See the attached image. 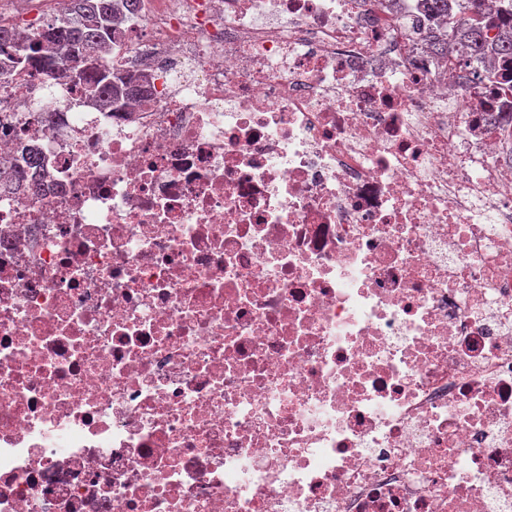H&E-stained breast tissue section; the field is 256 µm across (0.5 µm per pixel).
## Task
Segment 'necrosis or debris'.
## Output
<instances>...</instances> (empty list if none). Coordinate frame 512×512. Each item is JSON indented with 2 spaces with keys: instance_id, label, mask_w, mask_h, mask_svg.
Wrapping results in <instances>:
<instances>
[{
  "instance_id": "necrosis-or-debris-1",
  "label": "necrosis or debris",
  "mask_w": 512,
  "mask_h": 512,
  "mask_svg": "<svg viewBox=\"0 0 512 512\" xmlns=\"http://www.w3.org/2000/svg\"><path fill=\"white\" fill-rule=\"evenodd\" d=\"M419 0H141L0 52V512H512V88ZM67 11L44 24L24 58L48 77H67L84 94L112 106L146 90L135 77H118L94 65L112 48V31L137 12L138 0H70ZM41 164L37 154L28 157L23 167H7L1 171L0 180L3 183H9L14 187H28L29 190L40 188Z\"/></svg>"
}]
</instances>
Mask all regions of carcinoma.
<instances>
[{
	"label": "carcinoma",
	"mask_w": 512,
	"mask_h": 512,
	"mask_svg": "<svg viewBox=\"0 0 512 512\" xmlns=\"http://www.w3.org/2000/svg\"><path fill=\"white\" fill-rule=\"evenodd\" d=\"M138 0H70L67 11L45 24L42 36L28 46L25 58L51 78L66 77L82 85L84 94L106 105L141 95L145 87L134 77H118L94 65L95 57L112 48V31L137 12ZM421 11L441 21L426 32L432 55L448 63V48L459 44L475 62L499 56L512 58V0H420ZM496 31V37L489 33ZM37 155L21 167H7L0 181L16 188H40Z\"/></svg>",
	"instance_id": "obj_1"
}]
</instances>
